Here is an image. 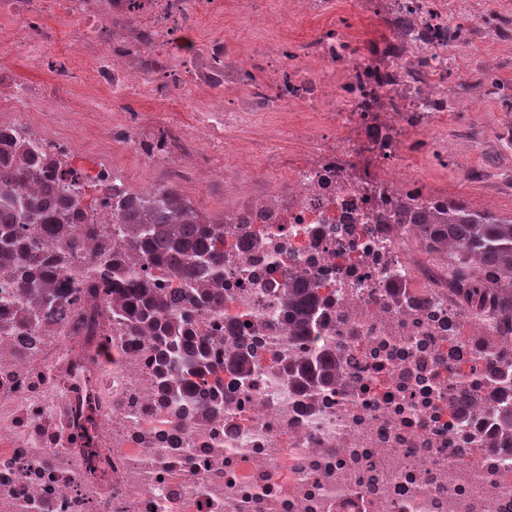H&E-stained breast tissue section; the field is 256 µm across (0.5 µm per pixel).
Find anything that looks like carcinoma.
Wrapping results in <instances>:
<instances>
[{
    "label": "carcinoma",
    "instance_id": "1",
    "mask_svg": "<svg viewBox=\"0 0 512 512\" xmlns=\"http://www.w3.org/2000/svg\"><path fill=\"white\" fill-rule=\"evenodd\" d=\"M393 25L402 36L414 34L413 11L396 13ZM48 167L24 137L0 133V276L40 306L59 301L56 289L63 286L100 288L108 297L120 292L108 301L112 321L130 335L154 337L162 391L171 371L183 390H192L196 380H205L208 364L191 321L196 311L220 303L224 235L179 191L159 186L110 206L120 220L114 248H98L96 263L84 266L75 256L79 231L98 220L92 205L84 203L85 191L59 192L45 175ZM399 213L433 251L450 259L457 281L473 298H484L490 289L499 302H512V217L453 200L446 208H424L408 193L399 198ZM154 277L176 284L175 291L152 288ZM281 288L284 324L290 335L304 339L323 315L319 288L295 271ZM253 357L250 344L233 353L234 388L252 385ZM286 373L300 388H323L336 383V362L327 353L310 354L288 361Z\"/></svg>",
    "mask_w": 512,
    "mask_h": 512
}]
</instances>
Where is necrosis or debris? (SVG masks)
<instances>
[{"label": "necrosis or debris", "mask_w": 512, "mask_h": 512, "mask_svg": "<svg viewBox=\"0 0 512 512\" xmlns=\"http://www.w3.org/2000/svg\"><path fill=\"white\" fill-rule=\"evenodd\" d=\"M51 7L80 22L95 86L241 91L234 108L199 104L198 134L167 130L161 152L113 126L175 183L200 173L172 158L277 105L304 103L332 128L369 99L404 115L419 99L408 73L448 51L415 43L380 65L333 37L293 53L272 41L274 73L248 84L235 49L204 36L224 0H0V45H51L55 30L39 22ZM366 152L384 171L361 166ZM408 159L394 132L372 126L289 168L287 195L225 214L224 302L195 324L215 381L188 400L161 396L154 337L117 331L89 289L44 311L52 334L35 353L1 310L0 512H512V434L500 425L512 311L490 296L476 304L419 235L379 222L402 194L430 199ZM295 268L327 300L303 343L280 320L278 284ZM256 339L241 392L224 361ZM303 349L335 353L336 387L289 386L283 367Z\"/></svg>", "instance_id": "obj_1"}]
</instances>
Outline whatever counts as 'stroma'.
Returning <instances> with one entry per match:
<instances>
[{
  "label": "stroma",
  "mask_w": 512,
  "mask_h": 512,
  "mask_svg": "<svg viewBox=\"0 0 512 512\" xmlns=\"http://www.w3.org/2000/svg\"><path fill=\"white\" fill-rule=\"evenodd\" d=\"M448 16L450 29H462L454 40L447 69L439 90L448 100V120L441 134L448 142L447 157L412 150L411 160L421 171L426 190L445 195L471 208L512 217V0H439ZM247 6L234 0L224 10L218 33L247 45L271 35L288 47L336 33L346 36L351 46L372 51L395 39L391 13L383 0H320L318 6L297 0L288 14L269 5L263 23L245 17ZM42 23L53 26L58 39L52 51L73 57L76 81L57 84L47 63L32 66L25 47L9 50L0 63V80L5 84L38 82L56 86L60 112L45 116L24 112L22 125L47 129L53 141L71 149L116 161L133 185H156L167 181L164 166L145 167L140 159L115 147L109 135L112 115L129 112L135 135L144 141L171 125L183 128L195 123L197 91L187 88L165 98L113 97L111 91L90 84L89 66L75 57V30L59 12H46ZM306 110L294 107L291 116L263 112L248 120L237 137L227 142L206 143L195 155V163L207 173L202 180L179 185V192L203 215L220 218L238 194L224 184V168L247 154L253 137L267 139L269 158L251 161V174L259 190L282 188L287 166L315 160L314 146L300 143L287 131L289 120L305 119Z\"/></svg>",
  "instance_id": "stroma-1"
}]
</instances>
